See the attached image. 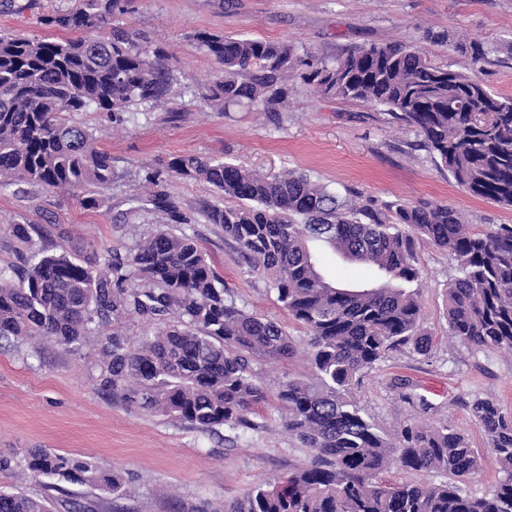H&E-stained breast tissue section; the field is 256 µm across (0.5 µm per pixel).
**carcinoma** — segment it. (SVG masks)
<instances>
[{
    "mask_svg": "<svg viewBox=\"0 0 512 512\" xmlns=\"http://www.w3.org/2000/svg\"><path fill=\"white\" fill-rule=\"evenodd\" d=\"M125 0H86L85 8L47 19L84 35L28 39L0 34V186L15 181L76 192L87 210L117 173L95 132L75 119L104 112L122 126L128 108L173 93L159 50L148 53L139 33L112 26ZM198 44L222 67L204 94L224 111L271 108L300 80L340 100L383 106L413 127L422 146L464 191L512 207V98L483 82L439 66L412 45L370 44L332 62L317 61L289 43L200 32ZM436 45L486 61L493 47L450 31L426 34ZM205 182L232 204L192 212L164 191L153 197L160 224L125 254L110 245L36 247L26 224H12L26 247L23 267H0V337H49L77 351L106 338L100 385L130 407L173 416L212 430L253 428L247 414L274 399L283 425L310 463L257 487L236 512H512V415L493 400L466 403L502 474L477 497L465 483L481 465L479 450L447 424L381 431L351 399L366 371L392 349L426 354L421 330L414 238L448 251L456 274L448 281L451 336L476 350L512 351V225L475 230L446 204L380 205L349 190L340 195L306 174L266 178L199 155L146 168L144 182L162 174ZM220 224L249 268L277 293L288 318L305 330L313 381L286 378L266 388L254 363L288 359L296 341L279 320L237 306L224 278L190 235L167 224ZM322 242L349 261L371 266L381 283L345 288L319 272L309 246ZM138 317L155 326L131 342L119 331ZM23 468L34 478L100 486L121 498L118 471L66 454L31 450ZM442 473L448 481L385 479L391 469ZM0 512H52L43 495L0 491Z\"/></svg>",
    "mask_w": 512,
    "mask_h": 512,
    "instance_id": "1",
    "label": "carcinoma"
}]
</instances>
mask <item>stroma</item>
Returning a JSON list of instances; mask_svg holds the SVG:
<instances>
[{"label": "stroma", "mask_w": 512, "mask_h": 512, "mask_svg": "<svg viewBox=\"0 0 512 512\" xmlns=\"http://www.w3.org/2000/svg\"><path fill=\"white\" fill-rule=\"evenodd\" d=\"M82 0H0V32L30 39L62 38L65 30L47 17L76 11ZM116 25L140 32L147 48H162L175 77V93L162 103L132 105L134 121L113 127L105 113L83 112L102 149L112 155L118 178L101 190L98 210H84L65 191L33 183L0 187V266L20 262L14 224L38 227L37 246L59 251L65 242L112 245L126 251L155 229L156 189L143 184V170L172 157L197 154L273 176L286 170L312 175L329 189H352L378 202L445 203L479 229L512 224V209L469 195L437 167L414 128L394 122L384 108L347 102L292 82L287 101L263 110L242 105L220 111L203 98L221 67L198 45L208 31L234 37L287 41L318 60H330L371 43L413 44L434 62L472 76L494 93L512 97V0H128ZM458 31L497 45L487 61L472 64L448 47L430 43L427 31ZM172 233L193 235L224 278L238 306L287 322L268 281L250 271L235 242L218 224H174ZM322 275L341 286L366 288L379 279L323 243H312ZM419 278L414 284L420 325L433 339L430 352L389 351L352 389V397L386 433L418 423L447 424L484 453L480 470L467 479L476 495L499 480L487 442L466 406L490 397L512 413V354L480 352L449 335L446 288L454 262L425 241L416 244ZM297 342L287 360L265 361L257 372L267 387L284 377L309 376L304 331L289 324ZM100 339L72 352L53 339H0V488L50 493L54 501L93 504L96 512H199L209 504L231 512L258 484L307 465L308 449L297 447L274 407L251 413L253 429L201 430L187 422L127 408L99 382ZM96 462L123 474L129 494L61 482L45 490L18 466L31 450Z\"/></svg>", "instance_id": "35a3bbf8"}]
</instances>
